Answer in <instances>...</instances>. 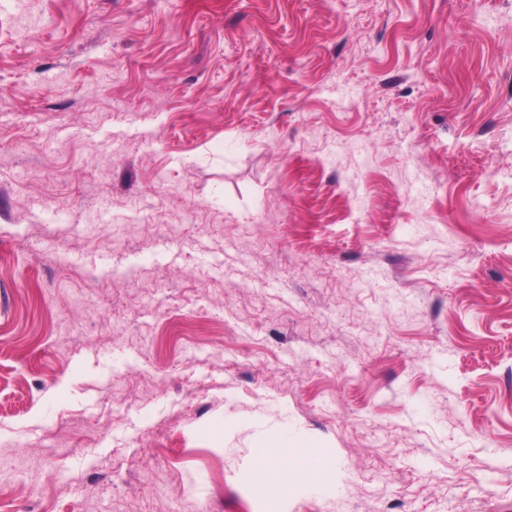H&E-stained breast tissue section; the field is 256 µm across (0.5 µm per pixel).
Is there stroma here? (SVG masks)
I'll return each mask as SVG.
<instances>
[{
	"instance_id": "1",
	"label": "stroma",
	"mask_w": 512,
	"mask_h": 512,
	"mask_svg": "<svg viewBox=\"0 0 512 512\" xmlns=\"http://www.w3.org/2000/svg\"><path fill=\"white\" fill-rule=\"evenodd\" d=\"M274 497L512 512V0H0V512ZM293 444L284 439L260 456L268 477H278L281 481H307L310 487L320 489L327 485L328 475L335 472L334 466L325 458L307 449L303 455H296Z\"/></svg>"
}]
</instances>
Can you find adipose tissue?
Segmentation results:
<instances>
[{"label": "adipose tissue", "instance_id": "adipose-tissue-1", "mask_svg": "<svg viewBox=\"0 0 512 512\" xmlns=\"http://www.w3.org/2000/svg\"><path fill=\"white\" fill-rule=\"evenodd\" d=\"M260 460L268 477L283 481L301 479L315 489L325 487L329 474L334 471L333 465L327 459L312 451L296 455L291 443L285 440L268 448L261 454Z\"/></svg>", "mask_w": 512, "mask_h": 512}]
</instances>
